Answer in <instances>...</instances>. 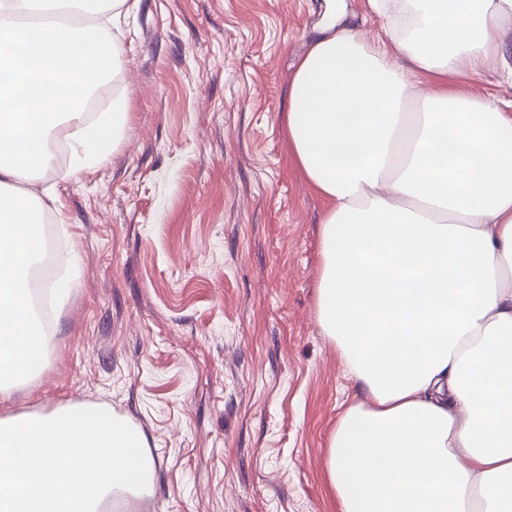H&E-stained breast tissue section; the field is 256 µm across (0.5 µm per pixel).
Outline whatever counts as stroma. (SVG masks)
Instances as JSON below:
<instances>
[{"mask_svg": "<svg viewBox=\"0 0 512 512\" xmlns=\"http://www.w3.org/2000/svg\"><path fill=\"white\" fill-rule=\"evenodd\" d=\"M325 0H138L109 36L127 122L54 186L60 266L49 362L0 417L105 403L156 466L134 512H339L327 448L353 393L316 316L322 200L284 128Z\"/></svg>", "mask_w": 512, "mask_h": 512, "instance_id": "obj_1", "label": "stroma"}]
</instances>
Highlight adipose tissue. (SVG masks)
I'll return each mask as SVG.
<instances>
[{
	"label": "adipose tissue",
	"instance_id": "ef3b65f1",
	"mask_svg": "<svg viewBox=\"0 0 512 512\" xmlns=\"http://www.w3.org/2000/svg\"><path fill=\"white\" fill-rule=\"evenodd\" d=\"M84 2L0 0V397L47 354L28 271L58 198L19 185L59 142L68 175L92 168L126 121L116 100L83 108L116 70L105 29L17 21ZM373 6L411 23L371 44L328 0L286 115L325 203L317 319L354 382L329 483L340 512H512V113L454 81L512 72V0ZM153 475L143 433L107 406L0 419V512H101L151 496Z\"/></svg>",
	"mask_w": 512,
	"mask_h": 512
}]
</instances>
